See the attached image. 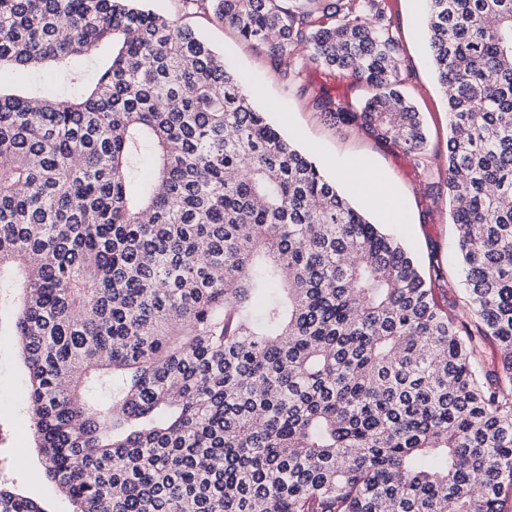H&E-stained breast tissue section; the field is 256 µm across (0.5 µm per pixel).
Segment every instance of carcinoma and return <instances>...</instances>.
Instances as JSON below:
<instances>
[{"label": "carcinoma", "instance_id": "carcinoma-1", "mask_svg": "<svg viewBox=\"0 0 512 512\" xmlns=\"http://www.w3.org/2000/svg\"><path fill=\"white\" fill-rule=\"evenodd\" d=\"M370 89L315 108L423 158L386 0H217ZM469 306L151 0H0V310L71 512H501L512 495V0H427ZM108 48L94 85L72 62ZM149 221H143V216ZM488 342L503 356L482 365ZM0 512H46L0 483ZM6 89L20 90L25 93H32L33 87L43 92L45 86V70L31 71L28 73H11L9 77L1 81Z\"/></svg>", "mask_w": 512, "mask_h": 512}]
</instances>
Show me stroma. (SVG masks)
<instances>
[{
    "label": "stroma",
    "mask_w": 512,
    "mask_h": 512,
    "mask_svg": "<svg viewBox=\"0 0 512 512\" xmlns=\"http://www.w3.org/2000/svg\"><path fill=\"white\" fill-rule=\"evenodd\" d=\"M394 23L393 34L410 71L403 92L421 113L428 146L426 166L413 157L355 127L325 118L310 103V93L328 90L342 106L358 105L368 94L346 73L332 74L316 64L302 72L301 85L288 83L267 55L243 41L237 32L219 22L213 11L187 7L184 0H153L156 10L194 28L251 86L258 107L297 146L315 154L332 177L354 158L369 164V177L391 184L398 196L402 221L388 226L421 264L435 263L441 276L435 296L458 309L467 305L466 281L458 257V235L451 218L447 172L439 159L448 149L446 96L438 84L427 52L422 20L424 0H387ZM25 371L13 337L0 336V428L9 434L0 445V459L11 463L8 480L25 496L36 499L47 512H71L68 499L38 477L41 458L33 444L30 419L23 398Z\"/></svg>",
    "instance_id": "stroma-1"
}]
</instances>
